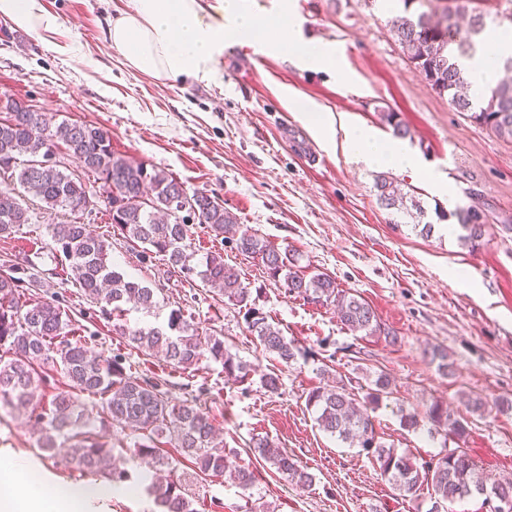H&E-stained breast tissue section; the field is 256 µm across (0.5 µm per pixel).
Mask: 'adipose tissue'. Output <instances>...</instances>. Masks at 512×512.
I'll return each mask as SVG.
<instances>
[{
    "mask_svg": "<svg viewBox=\"0 0 512 512\" xmlns=\"http://www.w3.org/2000/svg\"><path fill=\"white\" fill-rule=\"evenodd\" d=\"M254 0H133L131 11L114 17L106 38L125 63L158 79H207L215 71L225 46L240 43L251 34L270 51L287 53L296 44L288 9L274 17L270 31L254 32ZM0 19L13 27L52 41L61 26L46 12L41 0H0ZM512 55V30L503 29L461 58L474 92H482L497 76L499 62ZM347 145L372 164L396 169H416L418 161L403 147L386 140L378 130L358 124L344 125ZM88 488L66 482L52 491L28 478L20 466L0 471V512H82Z\"/></svg>",
    "mask_w": 512,
    "mask_h": 512,
    "instance_id": "obj_1",
    "label": "adipose tissue"
}]
</instances>
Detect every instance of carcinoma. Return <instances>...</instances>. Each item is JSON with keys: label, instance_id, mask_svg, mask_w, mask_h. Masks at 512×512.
<instances>
[{"label": "carcinoma", "instance_id": "obj_1", "mask_svg": "<svg viewBox=\"0 0 512 512\" xmlns=\"http://www.w3.org/2000/svg\"><path fill=\"white\" fill-rule=\"evenodd\" d=\"M400 2L403 14L395 18L391 32L407 60L420 70L433 90L448 94L458 111L470 113V118L499 137L512 139V80L498 82L480 101L468 94L471 82L458 64V58L473 51L475 38L495 22L483 8L488 0H426L428 10L413 13L410 8L418 0ZM24 105L23 100L0 98V175L10 178L0 187L1 238L32 223L34 211L27 199L37 201L44 211L82 214L83 205L92 196L87 180H102L108 185L107 213L112 226L141 249V256L155 254L167 258L174 268L191 269L194 252L186 240L190 226L201 224L216 237H235L237 251L260 258L264 274L282 284L287 293L334 306L338 321L347 330L382 333L389 342L397 341L394 333L382 328L369 303L338 288L327 273L305 274L299 266V254L288 248L282 250L243 228L216 198L202 191L190 194L172 174L115 152L107 129L67 120L54 123L45 112L23 111ZM60 148L76 160L80 171L67 172L60 169L59 161L50 159ZM375 189L386 208L403 209V196L397 194L389 177L378 176ZM450 216L461 230V244L471 250L479 248L485 235V224L477 222L480 213L468 207ZM51 238L64 258L67 281L76 285L89 303L103 310L110 307L116 313L123 312V305L128 303L144 309L155 306L153 290L116 269L109 259L112 243L93 234L87 224L75 220L55 224ZM32 268L34 263L29 259L24 264L0 268V348L9 354L8 360L0 359V406L27 412L41 424L38 448L52 453L66 447L67 459L88 473L122 484L130 475L120 467L112 449L101 442L99 432L130 425L139 430V440L132 450L135 457L170 467L158 448L165 438L190 460L196 475L222 476L228 471L243 490L255 484V471L232 466L208 413L191 403L170 404L158 384L126 374L121 358L95 353L67 339L71 319L65 310L53 300L25 298L23 283L35 282ZM199 275L205 285L229 302L246 308L248 329L263 352L285 364L295 361V344L250 304V289L240 272L224 261L222 253L207 256ZM118 331L134 348L161 353L168 362L185 370L197 366L207 355L222 363L225 376L236 381H244L253 372L249 363L225 347L223 337L199 333L177 311L170 313L165 330L120 325ZM430 355L439 370L453 374L448 350L434 347ZM40 364L52 366L67 380V389L47 404L39 394L36 366ZM84 393L100 397L101 405H85L80 401ZM391 394L392 380L381 370L375 373L363 401L338 381L329 388L312 389L307 403L315 408L316 422L323 431L366 452L380 476L400 495L413 497L425 488L430 490L428 512H445L447 503L473 494L486 499L501 495L512 501V480H488L483 469L459 448L420 462L384 442L367 406ZM425 419L430 434L442 432L463 442L470 432V418L438 400L429 405ZM249 449L287 481L303 488L312 485L313 475L287 450L264 437L251 439ZM140 483L162 512H194L181 480L170 478L158 483L146 473L141 475Z\"/></svg>", "mask_w": 512, "mask_h": 512}]
</instances>
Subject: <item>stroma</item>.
Here are the masks:
<instances>
[{
  "label": "stroma",
  "mask_w": 512,
  "mask_h": 512,
  "mask_svg": "<svg viewBox=\"0 0 512 512\" xmlns=\"http://www.w3.org/2000/svg\"><path fill=\"white\" fill-rule=\"evenodd\" d=\"M288 3L303 41L325 44L335 69L308 71L247 40L224 50L210 80H159L127 68L105 39L109 21L129 11L132 0H43L61 22L62 47L0 20V97L36 104L57 122L108 129L116 152L215 196L239 224L296 251L305 273H327L366 300L396 343L344 329L332 308L286 293L266 277L260 259L239 254L200 224L191 229L192 250L201 258L223 253L238 268L257 307L299 348L295 362L281 363L257 348L243 308L161 257L142 258L117 234L113 263L154 288L158 305L118 316L88 304L53 256L49 227L64 212L39 214L35 224L0 238V263L34 257L41 283L27 289L28 297L58 300L91 349L122 357L133 376L160 382L171 403L205 407L225 447L236 449L237 463L258 471L244 490L224 476L192 479L190 462L182 461L177 474L196 512H428V492L400 496L365 453L318 427L306 397L327 380L366 388L370 371H385L393 392L370 414L388 442L419 459L456 443L429 436L423 425L404 428L402 413H424L440 400L462 414L471 393L512 400V141L431 89L390 32L394 12L387 0ZM309 112L325 121L343 116L388 136L393 128L385 115L396 113L408 129L403 143L422 167H367L346 149L342 133L322 137L306 120ZM382 174L420 200L435 225L431 237L381 204L374 182ZM437 174L447 178L450 194L435 184ZM452 195L461 207L477 205L486 215L477 251L436 223ZM458 270L466 280L455 278ZM174 310L200 330L222 334L232 353L252 363L249 381L228 380L222 364L207 357L192 369L175 367L133 348L118 332L122 325L165 326ZM434 345L447 348L456 377L430 362L425 351ZM271 371L280 378L274 394L261 384ZM257 435L294 454L313 485L297 487L247 454ZM464 449L491 478L511 479L512 412L472 416ZM1 457L47 485L99 482L40 450L36 430L2 409ZM127 468L131 481L112 495L89 497L86 512H159L135 481L151 465L132 457Z\"/></svg>",
  "instance_id": "obj_1"
}]
</instances>
